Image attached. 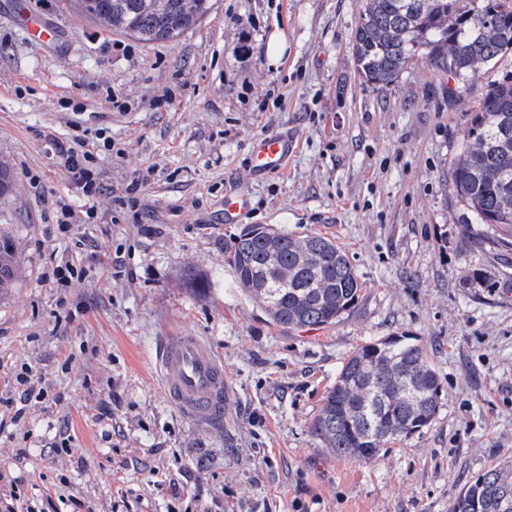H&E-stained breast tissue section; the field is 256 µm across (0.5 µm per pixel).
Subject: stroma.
Listing matches in <instances>:
<instances>
[{
	"label": "stroma",
	"mask_w": 512,
	"mask_h": 512,
	"mask_svg": "<svg viewBox=\"0 0 512 512\" xmlns=\"http://www.w3.org/2000/svg\"><path fill=\"white\" fill-rule=\"evenodd\" d=\"M363 0H213L181 36L143 43L78 0H0V231L18 251L0 296V477L31 512H449L512 459V246L449 189L472 113L512 52L456 97L421 60L384 88L357 71ZM35 16L56 32L34 40ZM288 40L277 65L272 33ZM289 131L284 175L249 182L244 224L224 191L251 143ZM90 140L93 199L56 143ZM75 212L62 227V205ZM321 235L363 291L336 324H271L224 262L246 225ZM77 278L57 283L55 266ZM194 270L208 288L186 287ZM480 280H473V273ZM173 328L224 359L232 407L202 430L166 402L152 362ZM406 335L442 389L432 423L377 458L330 455L310 425L355 349ZM28 368L43 399L21 402ZM68 451H61V444Z\"/></svg>",
	"instance_id": "1"
}]
</instances>
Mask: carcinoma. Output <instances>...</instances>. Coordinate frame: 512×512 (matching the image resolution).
Listing matches in <instances>:
<instances>
[{
	"instance_id": "obj_1",
	"label": "carcinoma",
	"mask_w": 512,
	"mask_h": 512,
	"mask_svg": "<svg viewBox=\"0 0 512 512\" xmlns=\"http://www.w3.org/2000/svg\"><path fill=\"white\" fill-rule=\"evenodd\" d=\"M113 31L145 42L174 39L210 9L209 0H79ZM512 49V0H364L352 55L366 82L392 83L416 58L460 88L482 64ZM450 189L492 246H512V76L492 85L464 131ZM240 290L277 326L336 323L364 288L347 255L321 235L295 236L254 225L224 242ZM16 251L0 233V288L15 277ZM438 374L423 350L393 336L368 342L342 364L310 433L357 461L430 425L440 405ZM512 512V462L464 488L451 512Z\"/></svg>"
}]
</instances>
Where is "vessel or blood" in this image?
<instances>
[{"mask_svg":"<svg viewBox=\"0 0 512 512\" xmlns=\"http://www.w3.org/2000/svg\"><path fill=\"white\" fill-rule=\"evenodd\" d=\"M297 140L285 133L257 136L250 153L249 173L257 177L285 173ZM250 210L247 190L235 187L224 195V221H242ZM156 368L169 405L204 430L221 428L231 395L224 379V361L206 337L173 331L160 337Z\"/></svg>","mask_w":512,"mask_h":512,"instance_id":"vessel-or-blood-1","label":"vessel or blood"}]
</instances>
